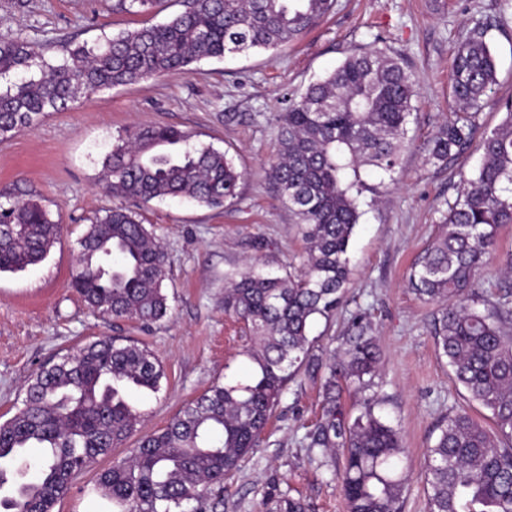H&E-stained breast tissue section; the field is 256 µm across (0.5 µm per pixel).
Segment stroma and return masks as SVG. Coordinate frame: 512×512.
<instances>
[{
  "label": "stroma",
  "mask_w": 512,
  "mask_h": 512,
  "mask_svg": "<svg viewBox=\"0 0 512 512\" xmlns=\"http://www.w3.org/2000/svg\"><path fill=\"white\" fill-rule=\"evenodd\" d=\"M182 9L181 0H162L149 12L122 8L118 0H0V39L94 44L164 22ZM478 28L497 58V83L479 113V129L488 132L512 102V0H336L332 12L287 47L204 59L185 74L104 90L0 140V205L35 199L61 226L44 261L0 272V422L15 413L41 366L102 336L147 347L165 372L158 392L133 396L140 414L136 435L76 473L54 512H90L99 473L124 458L138 437L166 427L213 384L246 380L244 352L251 341L243 320L224 314V277L254 261L299 274L306 259L296 217L267 173L278 149L277 118L290 97L348 53L374 47L401 55L415 82L413 143L396 173L364 171L348 303L330 321H318L312 335L315 353L328 356L351 314L369 313L381 351L373 391L405 448L402 512H426L425 454L438 420L466 407L477 418L487 416L486 409L471 406L435 345L436 305L408 285L415 259L442 230L440 209L481 163L474 145L441 166L427 163L425 152L455 107L454 51ZM135 125L174 126L225 152L241 174L235 198L209 208L188 199L142 204L110 193L99 179L102 160L118 135ZM122 205L138 213L168 257L170 311L149 326L90 311L71 285L88 224ZM510 256L512 224H506L480 273L484 287L512 292V276L502 272ZM322 381V373L306 372L288 382L260 448L225 477L217 512H276L284 494L302 498L308 512H348L336 479L310 461L304 441L321 414Z\"/></svg>",
  "instance_id": "stroma-1"
}]
</instances>
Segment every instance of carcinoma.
<instances>
[{"label":"carcinoma","instance_id":"1","mask_svg":"<svg viewBox=\"0 0 512 512\" xmlns=\"http://www.w3.org/2000/svg\"><path fill=\"white\" fill-rule=\"evenodd\" d=\"M335 0H186L170 20L123 31L102 43L49 48L0 40V139L47 112L96 93L172 72L204 58L276 50L298 40ZM456 110L427 146L426 161L444 164L473 139L477 109L497 82L483 33L456 47ZM415 85L402 59L382 48L351 52L324 78L290 100L280 115L279 149L268 174L295 214L307 244L306 272L263 267L225 275L224 313L242 319L253 345L246 381L213 385L163 429L142 437L103 471L93 492L115 512H214L210 496L224 476L260 446L288 381L325 369L322 415L308 448L341 452L336 474L349 512H401L405 476L398 429L376 411L373 388L380 351L364 317L353 318L340 350L313 353V324L343 301L349 250L359 222L362 172L393 173L409 145ZM483 160L441 212L442 233L412 270L416 295L440 306L434 340L456 383L491 413L492 431L465 410L448 415L428 448L427 512H512V296L481 291L478 273L512 224V105L482 138ZM102 178L117 196L144 203L190 198L220 207L236 196L241 173L226 153L172 126L139 127L118 136ZM42 205L18 199L0 207V272L43 261L60 234ZM73 287L93 312L153 324L169 310L167 258L153 233L125 207L96 217L79 240ZM165 373L146 348L103 337L40 369L22 406L0 423V508L53 512L75 472L132 435L140 415L129 395L156 392ZM360 394L348 423L340 401Z\"/></svg>","mask_w":512,"mask_h":512}]
</instances>
